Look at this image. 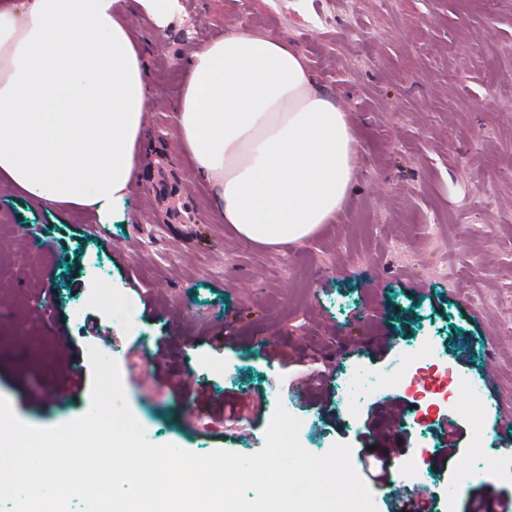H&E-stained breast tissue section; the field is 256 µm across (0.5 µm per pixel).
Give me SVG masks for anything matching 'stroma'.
Masks as SVG:
<instances>
[{"mask_svg":"<svg viewBox=\"0 0 512 512\" xmlns=\"http://www.w3.org/2000/svg\"><path fill=\"white\" fill-rule=\"evenodd\" d=\"M164 32L130 12L142 38L146 139L125 202L109 223L89 211L33 205L0 182V396L26 424L74 421L91 389L64 371L89 348L119 365L147 440L197 455H251L276 407L299 441L384 451L407 444L404 484L427 486L435 512H469L471 478L512 499V453L496 425L512 416V0H180ZM239 29L281 36L316 85L356 117L353 194L316 235L277 247L234 237L175 146V112L192 53ZM182 183L185 224L159 217L156 154ZM391 339L374 359L367 343ZM327 370V402L272 354ZM448 370L438 405L397 386L419 366ZM491 371L496 394L464 396ZM362 376L351 395L338 380ZM194 381L215 399L262 405L253 425L211 436L202 407L174 395ZM463 433L452 479L441 427Z\"/></svg>","mask_w":512,"mask_h":512,"instance_id":"35a3bbf8","label":"stroma"}]
</instances>
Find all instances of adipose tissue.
Masks as SVG:
<instances>
[{"mask_svg":"<svg viewBox=\"0 0 512 512\" xmlns=\"http://www.w3.org/2000/svg\"><path fill=\"white\" fill-rule=\"evenodd\" d=\"M179 0H0V179L106 222L145 137L144 46ZM174 114L181 155L238 239L273 246L332 223L351 197L359 126L284 37L237 30L190 57Z\"/></svg>","mask_w":512,"mask_h":512,"instance_id":"1","label":"adipose tissue"}]
</instances>
